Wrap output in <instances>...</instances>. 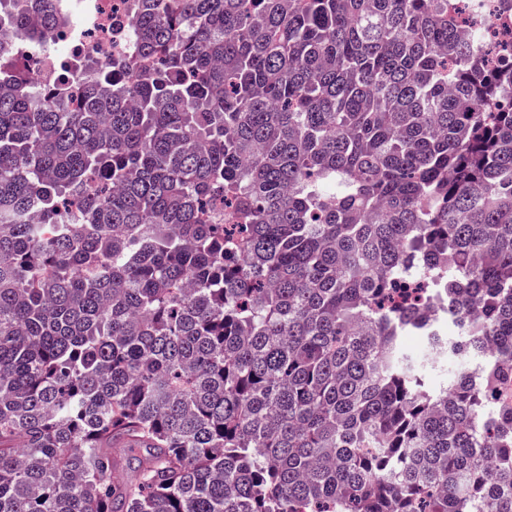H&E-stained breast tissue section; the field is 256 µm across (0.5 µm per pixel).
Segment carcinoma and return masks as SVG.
I'll return each mask as SVG.
<instances>
[{"instance_id": "cac0c4a2", "label": "carcinoma", "mask_w": 512, "mask_h": 512, "mask_svg": "<svg viewBox=\"0 0 512 512\" xmlns=\"http://www.w3.org/2000/svg\"><path fill=\"white\" fill-rule=\"evenodd\" d=\"M456 2L134 0L131 81L0 46V512H512V59Z\"/></svg>"}]
</instances>
